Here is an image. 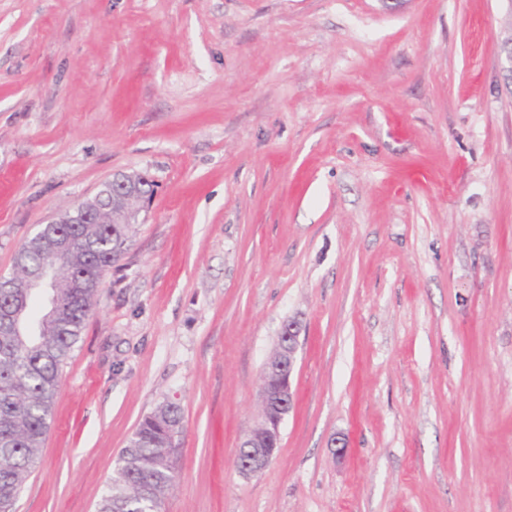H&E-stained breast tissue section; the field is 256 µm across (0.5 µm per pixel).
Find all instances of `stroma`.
<instances>
[{
  "label": "stroma",
  "instance_id": "stroma-1",
  "mask_svg": "<svg viewBox=\"0 0 512 512\" xmlns=\"http://www.w3.org/2000/svg\"><path fill=\"white\" fill-rule=\"evenodd\" d=\"M511 32L506 0H0V273L115 175L155 190L18 512H93L166 401L162 512H512ZM300 334L299 323L293 320L285 322L280 330L277 341L281 336L283 341L280 346V353L276 361L269 360L262 374V407L263 421L251 432L250 443L248 440L241 446L248 448L246 451L247 458L241 465L237 461L239 449L236 456V463L242 474H258L263 471L272 461L278 451L280 443V424L284 416L289 412L293 394L291 390V377L296 366V349L298 337ZM271 372L275 376L274 380L269 379L268 373ZM288 400V409L284 413L270 414L269 410L272 405L285 406Z\"/></svg>",
  "mask_w": 512,
  "mask_h": 512
}]
</instances>
